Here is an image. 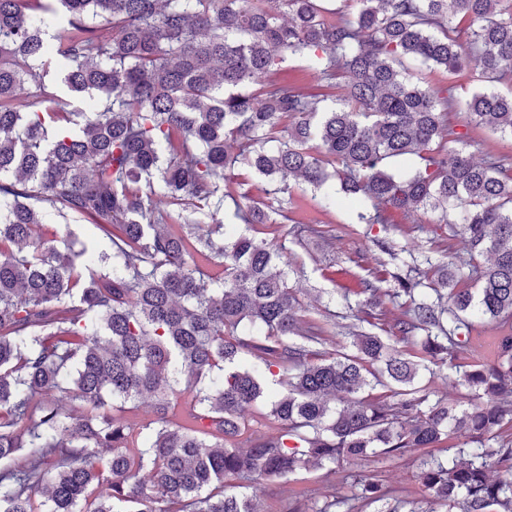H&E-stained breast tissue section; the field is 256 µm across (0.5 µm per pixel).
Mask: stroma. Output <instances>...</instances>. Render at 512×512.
Masks as SVG:
<instances>
[{"instance_id": "1", "label": "stroma", "mask_w": 512, "mask_h": 512, "mask_svg": "<svg viewBox=\"0 0 512 512\" xmlns=\"http://www.w3.org/2000/svg\"><path fill=\"white\" fill-rule=\"evenodd\" d=\"M365 208L362 200L340 193L333 206L321 210L312 205L309 195L295 194L294 205L289 212L291 218H298L300 213L305 212L315 223L348 230L346 236L336 241L327 242L310 237L299 240L290 237L286 240L289 253L305 271L298 286L301 290L300 298L310 313H317L324 308L340 314L347 313L342 291L354 288L357 280L365 275L364 270L352 263V256L361 252L371 259L380 258L379 249L366 234V225L357 221L358 212ZM439 218L436 212L396 215L399 228L391 232L390 237L400 247L411 250L424 248L428 238L427 230ZM330 265L338 273L337 279L333 281L325 276V270ZM419 457V452L411 451L386 464L383 476L385 485L391 491V506L397 507L398 512H462L461 506L445 507L432 502L418 479ZM359 471L356 465L337 469L333 474L323 469H312L287 482H267L258 506L261 512H276L281 497L292 487L302 492L294 503L296 512H318L326 497L332 493L353 494L354 477Z\"/></svg>"}]
</instances>
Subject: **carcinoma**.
<instances>
[{
	"mask_svg": "<svg viewBox=\"0 0 512 512\" xmlns=\"http://www.w3.org/2000/svg\"><path fill=\"white\" fill-rule=\"evenodd\" d=\"M350 2L352 19L334 0H0V460L30 449L0 470V512H258L267 481L411 449L438 503L512 512L490 476L512 474V155L468 152L484 128L512 138V93L492 89L512 85V0ZM290 61L347 77L345 96L275 77ZM412 64L485 87L461 103ZM404 156L409 176L387 166ZM241 165L273 189L243 195L226 237ZM293 180L324 208L334 181L362 197L370 231L441 212L406 272L359 280L336 339L290 285ZM72 218L112 254L74 250ZM446 362L454 405L431 399ZM357 489L350 512L389 498L373 470Z\"/></svg>",
	"mask_w": 512,
	"mask_h": 512,
	"instance_id": "obj_1",
	"label": "carcinoma"
}]
</instances>
